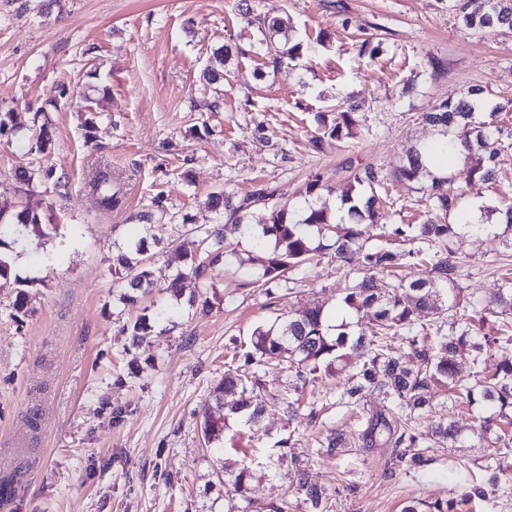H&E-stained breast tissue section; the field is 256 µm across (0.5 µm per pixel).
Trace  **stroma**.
<instances>
[{
    "instance_id": "35a3bbf8",
    "label": "stroma",
    "mask_w": 512,
    "mask_h": 512,
    "mask_svg": "<svg viewBox=\"0 0 512 512\" xmlns=\"http://www.w3.org/2000/svg\"><path fill=\"white\" fill-rule=\"evenodd\" d=\"M0 0V113L13 112L16 131L0 138V200L36 210L46 236L28 235L13 252L36 284L23 321L8 306L20 288L0 279V483L13 485L0 512H308L294 494V461L310 482L325 486L331 512H402L412 499H454L462 475L490 474L500 453L475 439L429 449L424 471L396 465L387 448L349 447L320 453L326 431L357 435L367 396L347 411L332 401L349 370L319 374L304 388L321 407L315 422L289 418L274 402L259 422L230 419L221 449L206 447L200 423L213 386L253 329L299 309L336 313L341 292L360 274L358 261L340 264L317 251L306 274L265 295L251 281L263 250L238 242L233 263L210 271L213 308L190 297L200 286L181 283V298L164 288L129 304L112 276V260L139 239L156 266L170 260L188 229L219 223L210 193L242 197L266 185L278 208L296 210L300 193L321 174L331 214L359 169L385 170L404 149L432 138L423 115L471 86L488 105L512 98V33L467 28L448 0ZM265 16L289 18L303 49L287 71L264 51ZM380 34L372 57L361 42ZM234 54L217 88L201 75L222 46ZM216 110L200 108L202 99ZM355 104L352 137L313 153L315 113ZM49 116V154L31 152L35 109ZM96 130H86V119ZM503 146L495 180L469 174V160L450 171L465 200L480 199L491 229L454 238L463 272L462 300L487 298L512 279V230L498 211L512 203V110L496 113ZM51 168L69 183L66 194L45 182L24 192L22 169ZM107 168L122 188L121 205L98 210L89 188ZM427 182L390 181L380 190L366 245L386 243L391 224L426 218ZM167 218L142 225L157 194ZM168 312L147 342L128 333L141 315ZM289 439L290 447L278 442ZM253 463L247 495L223 486L219 471Z\"/></svg>"
}]
</instances>
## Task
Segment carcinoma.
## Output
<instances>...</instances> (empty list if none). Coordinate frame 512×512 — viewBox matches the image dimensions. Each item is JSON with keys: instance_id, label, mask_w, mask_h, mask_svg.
<instances>
[{"instance_id": "obj_1", "label": "carcinoma", "mask_w": 512, "mask_h": 512, "mask_svg": "<svg viewBox=\"0 0 512 512\" xmlns=\"http://www.w3.org/2000/svg\"><path fill=\"white\" fill-rule=\"evenodd\" d=\"M471 0H448V9L455 12L469 27L512 31V0H482L481 5L470 9ZM266 30L265 52L275 69L283 68L296 58L301 44L291 42L288 21L280 17L263 18ZM357 107L315 117L318 133L309 140L315 153L325 150L334 142L349 138L356 125ZM482 110V98L477 89H471L459 98L448 99L433 111L423 114V119L434 131L446 136L454 133V145L471 160V174L482 181H492L496 176L499 154L497 139L491 123L476 121L475 114ZM52 176L50 169H36L18 174V180L30 187ZM430 178L429 201L431 210L420 224H394L392 235L405 241L424 243L421 247L397 251L380 245L363 248L359 244L364 231L363 222L373 216L377 202L376 189L388 181H419ZM449 177H438L428 171L422 161L421 147H410L399 165L385 172L367 166L354 173L353 183L342 191V203L348 205L349 223L340 226L331 219L326 207L318 204L320 192L325 190L321 177L314 176L302 193L303 206L300 218L274 206L268 208V218L261 225L255 243L274 247L262 260V274L255 280L265 294L283 283L296 280L311 260V229L332 234L330 240L336 260L348 264L357 253H362V276L344 289L341 305L355 314V323L328 325L322 308L298 310L278 318L270 326L256 327L246 351L244 364L251 372L227 370L213 388L214 406L206 410L200 430L208 443L224 437L228 416L241 415L247 421H257L265 411L266 370L271 362L288 370L293 377L291 387L318 377L337 365L353 368L352 385L336 394L332 407L355 410L363 398L372 392H382L388 404L368 414L357 440L364 448H390L396 462L413 470L427 465V450L437 444L451 446L462 440V430L453 422L425 423V413L432 400L449 393L454 399L468 406L492 407L495 412L477 416L470 426L472 434L494 438V443L506 441L502 425L512 426V359L492 360L493 349L507 336H490L476 329V323L494 304L502 311L512 310V283L505 282L493 296L476 298L463 305L457 296L448 292V284L455 282L461 265L446 253L448 241L468 231H487L490 225L463 220L460 224H447L448 215L459 211L462 194L448 187ZM92 194L100 211L109 213L121 202L120 189L112 186V173L98 170L90 181ZM272 193L264 187L257 188L242 198L218 191L210 196V205L228 213V220L211 228H195L196 235L209 241L203 254L189 255L190 262L168 274L170 267H157L152 263L128 255L118 259L114 267L117 279L125 282L129 292L126 301L134 294L151 293L161 280L173 277L177 281L192 276L206 280L209 270L220 263H228L234 251L228 249L230 235L246 236L251 224L247 222L250 210L257 205H267ZM24 224L40 229L41 217L23 209L13 212V205H0V278L10 272L9 257L19 244L17 225ZM422 262L421 276L410 282L393 280L395 270L414 261ZM432 310L437 314L451 313L452 321H437L426 326L417 325L418 312ZM154 324L146 315L134 322L131 336L139 343L152 335ZM399 341L411 351L413 363L406 364L394 356L392 343ZM467 351L472 370L461 375L457 356ZM288 414L297 417L306 412L309 421L319 416V411L301 401V396L287 402ZM344 434L329 432L319 451L331 455L346 444ZM295 493L310 504L312 512H324L328 500L327 489L308 483L304 470H295ZM253 478L251 466L244 463L225 483L242 495L247 492ZM512 490V463L501 459L487 480L474 481L466 477L460 483L459 499L428 502H409L402 512H458V506L474 500L485 501L489 492L501 486Z\"/></svg>"}]
</instances>
